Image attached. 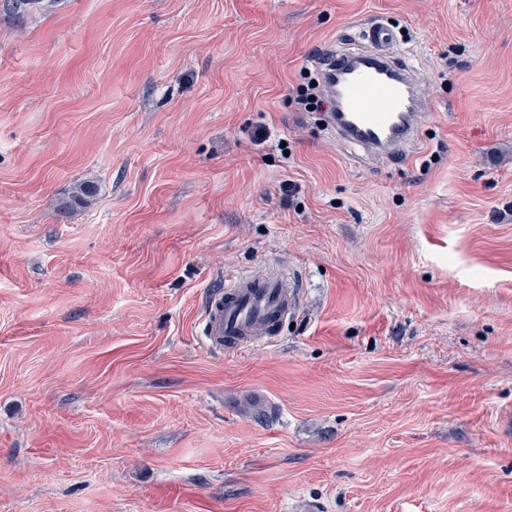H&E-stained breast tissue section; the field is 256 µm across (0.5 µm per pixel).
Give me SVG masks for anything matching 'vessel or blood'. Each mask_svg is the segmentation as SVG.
<instances>
[{
	"mask_svg": "<svg viewBox=\"0 0 512 512\" xmlns=\"http://www.w3.org/2000/svg\"><path fill=\"white\" fill-rule=\"evenodd\" d=\"M363 39L366 51H333L324 57L326 92L335 107L327 124L338 140L356 145L367 157L409 155L431 101L413 68L395 57L397 37L390 26L370 23ZM287 286V278L274 271L226 280L223 292L211 295L205 305L207 344L220 351L272 339L296 306L285 293Z\"/></svg>",
	"mask_w": 512,
	"mask_h": 512,
	"instance_id": "b4317fda",
	"label": "vessel or blood"
}]
</instances>
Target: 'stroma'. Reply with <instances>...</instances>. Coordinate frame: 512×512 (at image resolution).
Here are the masks:
<instances>
[{"instance_id":"1","label":"stroma","mask_w":512,"mask_h":512,"mask_svg":"<svg viewBox=\"0 0 512 512\" xmlns=\"http://www.w3.org/2000/svg\"><path fill=\"white\" fill-rule=\"evenodd\" d=\"M376 20L431 93L407 159L293 101ZM263 266L297 311L212 351ZM0 512H512V0L0 18Z\"/></svg>"}]
</instances>
